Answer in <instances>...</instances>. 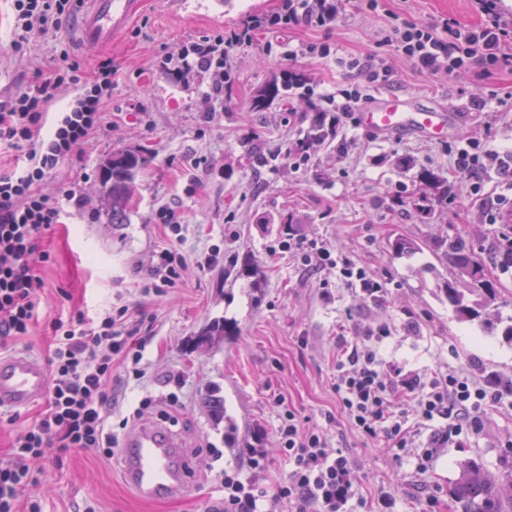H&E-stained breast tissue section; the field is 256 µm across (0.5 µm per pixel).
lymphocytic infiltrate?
Instances as JSON below:
<instances>
[{
    "label": "lymphocytic infiltrate",
    "instance_id": "f902f5d3",
    "mask_svg": "<svg viewBox=\"0 0 512 512\" xmlns=\"http://www.w3.org/2000/svg\"><path fill=\"white\" fill-rule=\"evenodd\" d=\"M479 24L454 19L439 26L405 21L389 28L386 40L424 71L449 73L480 65L485 73L512 69V10L504 0H473ZM13 51H23L34 34L57 29L74 13V0H12ZM336 19L333 0H285L281 11L251 15L228 35L193 49L194 60L173 68L175 78L192 69L210 72L207 98L224 93V52L248 42L255 30H279L299 22L324 27ZM76 64L62 62L51 73L35 72L29 86L0 100V145L21 152L22 169L0 173V347L30 336L37 322L39 292L44 281L32 261L39 242L59 223L64 204L81 210L83 195L66 190L46 192V181L72 161L90 142L104 118L112 93V60L101 59L92 80L79 86L61 112L50 106L66 90ZM128 306L113 307L97 317L77 313L51 323L48 357L52 385L46 406L11 444L0 463V512H43L30 490L38 481L37 463L48 451L89 449L112 456L117 437L106 426L111 405L106 391L113 367L143 379L145 341H133ZM336 394L340 413L359 435L384 442L392 450L411 451L418 473L429 470L438 444L463 433L476 434L488 414L512 398V379L490 373L473 384L461 372L430 377L418 373L394 379L380 369L376 349L365 343L339 340L336 347ZM402 393L416 401L414 411L394 410L392 397ZM443 421L433 445L409 449V417ZM279 451L288 474L274 492L235 470H222L224 499L213 512H265L283 504L288 512H351L359 497L353 461L332 447L327 435L303 426L285 411L276 427Z\"/></svg>",
    "mask_w": 512,
    "mask_h": 512
}]
</instances>
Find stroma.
Returning a JSON list of instances; mask_svg holds the SVG:
<instances>
[{
    "mask_svg": "<svg viewBox=\"0 0 512 512\" xmlns=\"http://www.w3.org/2000/svg\"><path fill=\"white\" fill-rule=\"evenodd\" d=\"M338 7L331 26L301 22L276 33L260 31L251 43L231 48L224 96L210 102L202 96L208 73L174 79L165 68L167 56L235 28L246 16L278 11L280 0H235L222 18L202 11L173 15L165 0H145L142 14L110 50L77 47L71 17L55 31L34 35L21 53L10 48L12 2L0 0V99L13 96L35 70L55 67L60 52L78 63L82 78L100 56L112 57L109 127L47 184L61 192L78 183L86 210L67 209L46 232L51 256L39 265V320L14 349L47 357L55 318L80 311L94 317L110 304L128 305L149 338L144 360L153 379L139 382L117 369L108 392L126 415L146 394L165 393L167 377L182 379L179 403L169 410L170 430L193 462L185 490L147 503L124 484L118 458L83 449L49 452L34 489L45 512H204L224 495L218 470L207 469L200 454L210 444L223 454L221 467H237L246 476L250 470L238 450L259 442L269 463L257 480L274 489L288 473L275 433L285 408L350 454L367 512L383 490L398 494L400 512H421L430 496L434 512H455L450 489L460 462L477 460L495 475L512 465L510 405L490 413L478 434L441 445L423 475L413 458L365 442L338 415L337 338L356 343L384 325L389 334L376 348L387 374L467 368L474 382L484 371L512 378V270L501 271L500 256L490 250L512 220V184L493 159L478 184L454 166L457 147L469 140L512 150V99L506 97L512 71L431 74L384 41L395 15L427 25L447 18L476 23L471 0H384L377 9L369 0H338ZM371 56L391 72L387 89L456 112L458 133L442 141L395 138L364 130L348 116L333 141L311 148L310 161L289 154L322 113H334L335 95L366 84V73L349 68L350 58ZM292 73L303 84L290 88L285 100L252 110L261 89ZM476 98L483 108L473 106ZM206 111L211 119H203ZM251 145L267 156L266 164L248 153ZM140 148L147 149L148 161L136 177L128 221L109 224L99 208L101 164L115 150ZM422 169L448 178V204L429 218L393 201ZM488 199L499 200L497 214L488 213ZM162 205L181 224L179 239L166 236L156 215ZM290 220L297 225L295 238L363 267L382 283V294L370 297L350 287L335 266H307L299 252L281 249L285 236L277 228ZM448 235L484 260L497 283L493 329L459 320L448 303L445 288L455 281V269L433 245ZM399 237L419 243L421 252L393 255L390 244ZM168 243L186 259L183 280L144 293L153 252ZM216 319L229 324L221 346L192 349V339ZM213 385L224 402L220 421L203 400Z\"/></svg>",
    "mask_w": 512,
    "mask_h": 512,
    "instance_id": "35a3bbf8",
    "label": "stroma"
}]
</instances>
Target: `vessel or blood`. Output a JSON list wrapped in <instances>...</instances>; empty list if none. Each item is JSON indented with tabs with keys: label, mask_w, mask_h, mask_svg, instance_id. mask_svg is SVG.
Here are the masks:
<instances>
[{
	"label": "vessel or blood",
	"mask_w": 512,
	"mask_h": 512,
	"mask_svg": "<svg viewBox=\"0 0 512 512\" xmlns=\"http://www.w3.org/2000/svg\"><path fill=\"white\" fill-rule=\"evenodd\" d=\"M85 2L80 40L92 46H105L119 38L142 4V0ZM359 124L394 136L414 134L443 140L455 128L456 117L415 96L388 91L376 94L371 104L362 109ZM47 389V370L40 359L25 353L0 356V408L24 409L43 398ZM124 448V475L141 500L155 502L184 488L191 463L166 429L154 424L140 426Z\"/></svg>",
	"instance_id": "1"
}]
</instances>
